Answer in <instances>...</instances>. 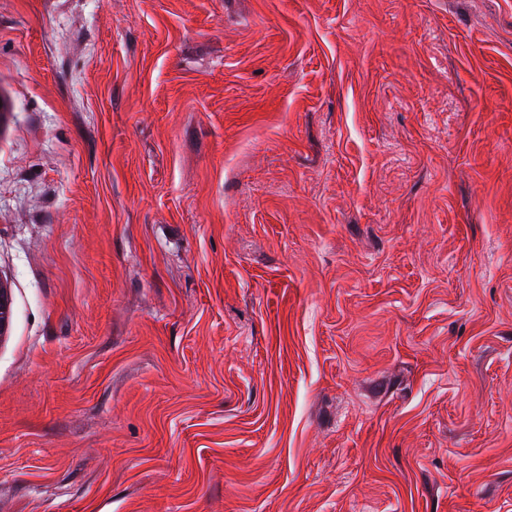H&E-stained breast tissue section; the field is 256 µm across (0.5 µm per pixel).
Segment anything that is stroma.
Segmentation results:
<instances>
[{"label":"stroma","mask_w":512,"mask_h":512,"mask_svg":"<svg viewBox=\"0 0 512 512\" xmlns=\"http://www.w3.org/2000/svg\"><path fill=\"white\" fill-rule=\"evenodd\" d=\"M0 512H512V0H0Z\"/></svg>","instance_id":"obj_1"}]
</instances>
